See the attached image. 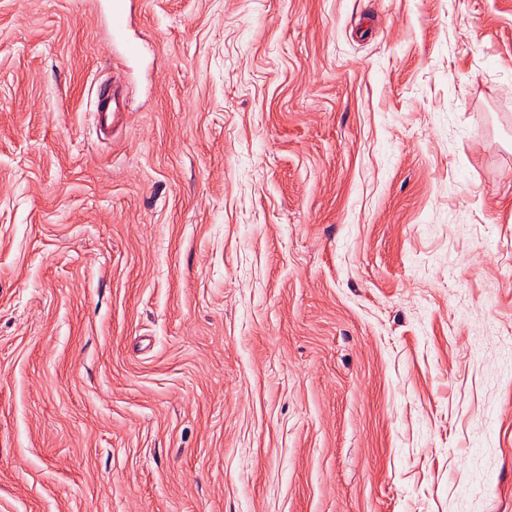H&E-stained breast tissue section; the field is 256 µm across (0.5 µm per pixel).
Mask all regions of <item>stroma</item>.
<instances>
[{"instance_id":"stroma-1","label":"stroma","mask_w":512,"mask_h":512,"mask_svg":"<svg viewBox=\"0 0 512 512\" xmlns=\"http://www.w3.org/2000/svg\"><path fill=\"white\" fill-rule=\"evenodd\" d=\"M128 41L0 0V512H512V0Z\"/></svg>"}]
</instances>
